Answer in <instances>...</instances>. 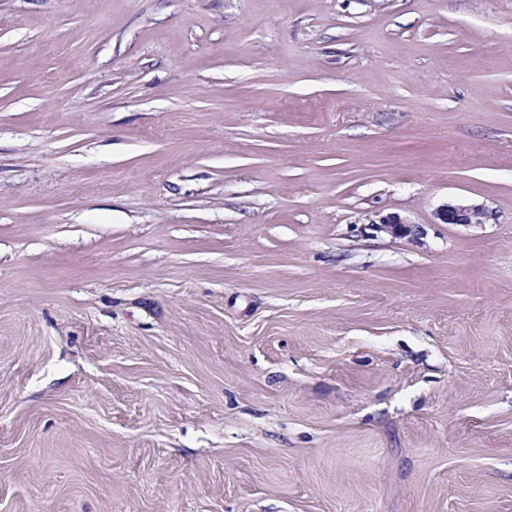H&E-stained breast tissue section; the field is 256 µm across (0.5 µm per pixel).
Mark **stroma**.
Masks as SVG:
<instances>
[{
    "instance_id": "stroma-1",
    "label": "stroma",
    "mask_w": 512,
    "mask_h": 512,
    "mask_svg": "<svg viewBox=\"0 0 512 512\" xmlns=\"http://www.w3.org/2000/svg\"><path fill=\"white\" fill-rule=\"evenodd\" d=\"M0 512H512V0H0ZM438 216L444 224H484L490 217L489 211L481 204L458 200L443 205ZM376 233H384L391 238H401L417 231L418 226L410 224L398 214H388L379 219V222L372 221L367 224Z\"/></svg>"
}]
</instances>
